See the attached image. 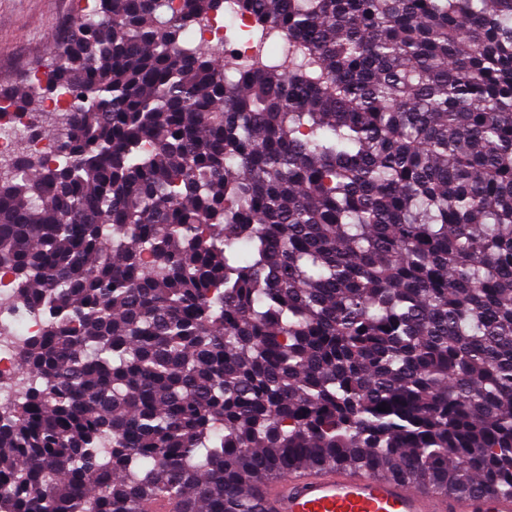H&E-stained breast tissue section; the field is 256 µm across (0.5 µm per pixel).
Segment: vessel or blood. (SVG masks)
Returning <instances> with one entry per match:
<instances>
[{"mask_svg": "<svg viewBox=\"0 0 512 512\" xmlns=\"http://www.w3.org/2000/svg\"><path fill=\"white\" fill-rule=\"evenodd\" d=\"M266 512H512V495L448 497L370 472L299 471L260 486Z\"/></svg>", "mask_w": 512, "mask_h": 512, "instance_id": "1", "label": "vessel or blood"}]
</instances>
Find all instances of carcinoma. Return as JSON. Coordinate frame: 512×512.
Here are the masks:
<instances>
[{"label": "carcinoma", "mask_w": 512, "mask_h": 512, "mask_svg": "<svg viewBox=\"0 0 512 512\" xmlns=\"http://www.w3.org/2000/svg\"><path fill=\"white\" fill-rule=\"evenodd\" d=\"M228 9L265 51L188 41ZM51 56L0 86L59 142L0 159L43 323L0 512H265L336 465L512 494V0H96Z\"/></svg>", "instance_id": "1"}]
</instances>
